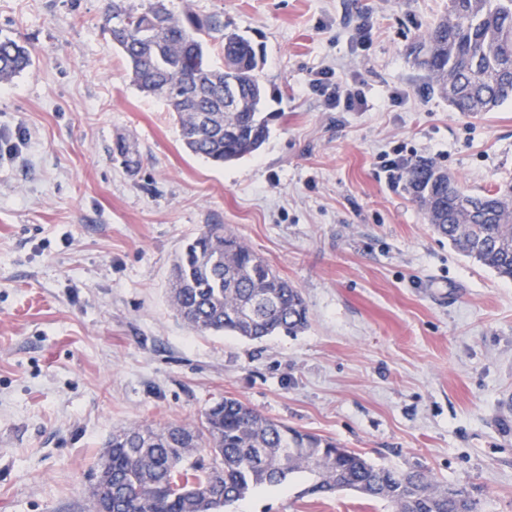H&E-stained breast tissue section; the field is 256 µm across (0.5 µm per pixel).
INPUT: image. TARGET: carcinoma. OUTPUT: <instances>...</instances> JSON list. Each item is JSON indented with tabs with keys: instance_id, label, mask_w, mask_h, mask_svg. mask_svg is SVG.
Returning a JSON list of instances; mask_svg holds the SVG:
<instances>
[{
	"instance_id": "cac0c4a2",
	"label": "carcinoma",
	"mask_w": 512,
	"mask_h": 512,
	"mask_svg": "<svg viewBox=\"0 0 512 512\" xmlns=\"http://www.w3.org/2000/svg\"><path fill=\"white\" fill-rule=\"evenodd\" d=\"M156 0L126 7L108 0L100 27L125 57L131 81L163 100L175 115L184 149L216 164L257 152L269 133L261 112L264 87L252 44L217 17L168 11L142 37ZM218 41L224 65L208 57ZM432 88L457 112L476 115L512 103V0H448L446 12L411 48ZM32 65L21 41L0 39V84ZM237 88L244 110L216 112L224 88ZM113 153L131 172L141 167L136 145L118 141ZM406 185L426 223L464 256L512 280V184L472 193L446 170L419 159ZM170 303L201 334L249 340L295 336L308 326L299 288L222 224H207L186 244L172 269ZM112 512H223L262 486L308 476L307 495L350 490L391 504L394 512H480L461 490L448 496L430 472L377 466L336 442L288 427L242 401L211 404L197 423L129 425L106 443Z\"/></svg>"
}]
</instances>
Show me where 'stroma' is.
Instances as JSON below:
<instances>
[{"label": "stroma", "mask_w": 512, "mask_h": 512, "mask_svg": "<svg viewBox=\"0 0 512 512\" xmlns=\"http://www.w3.org/2000/svg\"><path fill=\"white\" fill-rule=\"evenodd\" d=\"M256 47L272 115L253 155L186 152L166 104L132 85L106 0H0V38L33 65L0 84V512H87L113 430L198 421L232 396L398 472L422 466L483 512H512V282L435 234L405 171L470 191L512 183V103L465 115L409 47L448 0H167ZM365 104L330 110L319 73ZM125 138L142 165L129 174ZM221 224L305 298L295 336L201 335L169 300L183 246ZM305 476L232 512H392L305 494Z\"/></svg>", "instance_id": "stroma-1"}]
</instances>
